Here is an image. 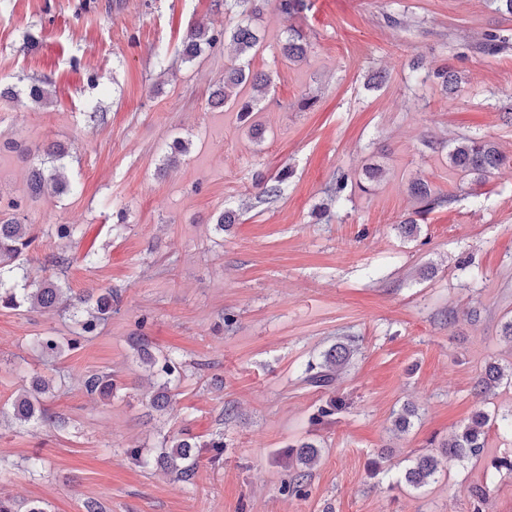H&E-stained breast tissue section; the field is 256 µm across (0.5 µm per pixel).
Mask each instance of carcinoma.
Returning <instances> with one entry per match:
<instances>
[{
  "instance_id": "obj_1",
  "label": "carcinoma",
  "mask_w": 512,
  "mask_h": 512,
  "mask_svg": "<svg viewBox=\"0 0 512 512\" xmlns=\"http://www.w3.org/2000/svg\"><path fill=\"white\" fill-rule=\"evenodd\" d=\"M271 2L281 14L290 19L308 10L306 0H224V12L241 17L240 22L224 32H214L198 23L187 33L182 48V59L190 61L218 42H228L235 54V63L224 72V83L212 93L210 105L226 110L234 109L237 118L249 124L251 134L256 139L262 137L263 129L254 121L255 113L258 112L260 95L270 86L272 78L268 73L255 72L250 68L252 57L264 49L263 36L253 21ZM469 46L477 54L497 56L512 49V34L504 31L487 32L481 38L471 41ZM308 50L309 43L302 31L295 27L288 28V36L281 45V56L286 61L295 63L303 60ZM431 78L437 80L441 90L451 98L460 96L464 91L461 78L452 69L428 73L424 80ZM48 85L49 82L43 81L28 87L27 97L31 103L39 105L49 100ZM448 163L464 178L475 175L480 179H486L505 166V158L493 143L482 138L469 137L462 138L450 146ZM290 177L291 171L283 169L276 176L262 181L258 194L259 201L282 197ZM31 187L38 192L59 193L67 189V183L57 174L56 167H48L42 160L36 164L35 171L32 172ZM351 190L352 179L349 174H336L334 183L327 189L328 202L340 204L348 200ZM410 192L419 204L416 214L421 218L437 209L450 208L456 202V196L436 193L422 181L413 182ZM35 240L30 225L17 220H0V306L15 310L27 305L31 308H61L71 311L76 329L75 337L65 341L52 334L34 338V344L42 355L59 359L66 350L74 349L80 342L98 335L101 326L112 318L114 297L110 289L96 296L73 295L71 289L63 287L59 281H48L31 287L23 256ZM132 347L145 370L153 378L154 392L149 400V408L156 411L166 409L174 399V390L185 372L182 362L170 354L152 353L146 336L133 337ZM353 353L352 345L337 343L324 352L321 362L307 365L304 381L311 387L332 394L325 404L317 408L312 417L313 423H329L345 409V401L333 396V393L337 371L348 364ZM506 375L512 381V368L506 374L504 368L490 364L477 379L475 388L485 394L500 385ZM83 387L90 395L96 394L108 399L119 390L118 382L110 373L86 374ZM49 390L50 381L42 377L35 378L30 386L22 387L10 403L11 415L15 422L23 426L35 420L56 430L65 429L67 421L49 413L42 404L40 396ZM492 421L493 417L487 412L476 411L450 439L439 444L440 455L460 462L481 456L486 447V429ZM224 447L226 444L222 433L205 441L191 435L167 437L161 442L156 462L173 475L174 480L189 482L195 475L198 449H211V461L218 463L223 457ZM297 448L296 473L284 485V489L294 495L304 493L310 470L320 457L319 446L312 441H302L298 443ZM439 465L440 460L433 455L415 458L411 466L405 470L404 483L416 490L428 486L435 481Z\"/></svg>"
}]
</instances>
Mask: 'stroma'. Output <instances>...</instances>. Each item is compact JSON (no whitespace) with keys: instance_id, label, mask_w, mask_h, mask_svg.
I'll list each match as a JSON object with an SVG mask.
<instances>
[{"instance_id":"stroma-1","label":"stroma","mask_w":512,"mask_h":512,"mask_svg":"<svg viewBox=\"0 0 512 512\" xmlns=\"http://www.w3.org/2000/svg\"><path fill=\"white\" fill-rule=\"evenodd\" d=\"M308 3L295 21L269 7L258 22L266 48L251 67L272 83L257 141L235 112L208 105L234 61L229 45L180 58L197 22L236 24L215 0H0V85L21 93L0 98V216L33 227L31 283L108 288L120 299L100 335L52 367L32 340L69 335L67 316L0 308V495L15 512L36 500L84 512L90 499L103 512H472L470 490L482 483L484 512H512V473L490 467L512 452V432L498 424L481 457L442 459L437 482L390 484L473 412L512 413V384L474 394L488 363L512 365L502 333L512 316V122L503 119L512 51L477 55L463 41L512 30V15L489 0ZM399 14L406 25L391 26ZM292 25L311 44L294 64L280 54ZM416 57L429 71H461L465 94L451 100L412 80ZM378 71L387 79L370 87ZM36 80L50 81L49 104L24 98ZM304 96L316 103L302 111ZM177 137L189 150L170 165ZM463 137L490 140L507 166L481 183L460 177L448 146ZM53 142L67 150L57 166L72 190L33 194V151ZM368 165L382 178L316 218L336 172ZM284 167L293 171L285 195L242 209L258 181ZM416 179L457 200L410 238L399 226L418 207L408 192ZM223 211L236 222L221 231ZM53 224L77 232L61 240ZM90 251L103 263L87 266ZM53 253L67 264L48 265ZM137 333L186 364L172 406L153 415L131 346ZM342 341L355 348L336 381L347 407L311 424L326 395L303 372ZM92 371L112 373L118 396L87 395ZM36 375L50 379L43 403L67 430L11 421L12 399ZM406 403L418 416L400 432L393 421ZM184 431L226 442L222 461L201 458L189 484L151 462L163 437ZM301 439L321 455L296 496L282 486Z\"/></svg>"}]
</instances>
